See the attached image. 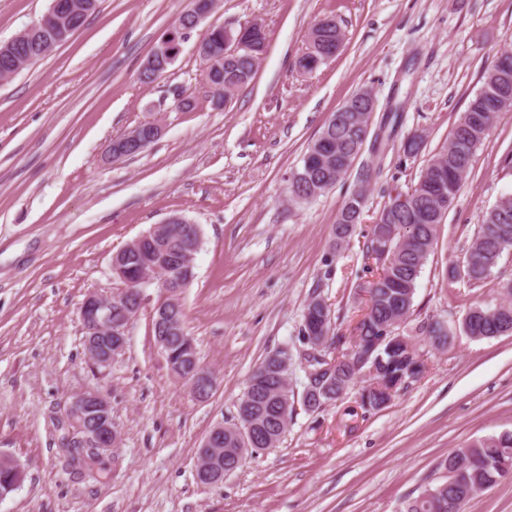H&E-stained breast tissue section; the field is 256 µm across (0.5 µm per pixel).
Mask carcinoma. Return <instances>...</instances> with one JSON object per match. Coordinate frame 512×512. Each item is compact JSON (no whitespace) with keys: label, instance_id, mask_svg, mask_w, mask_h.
Masks as SVG:
<instances>
[{"label":"carcinoma","instance_id":"obj_1","mask_svg":"<svg viewBox=\"0 0 512 512\" xmlns=\"http://www.w3.org/2000/svg\"><path fill=\"white\" fill-rule=\"evenodd\" d=\"M86 13L71 17L60 25L55 15H49L46 34L54 41L66 42L99 7L100 0H85ZM224 34L221 27L211 29L207 38L213 55L224 54ZM251 49L243 50L226 66L209 77L212 100L221 106L227 101L229 86H245L251 82L267 47L264 26L245 35ZM344 34L337 22L329 17L319 19L310 36V45L297 61L305 72L316 70L329 59V54L342 46ZM512 110V53L500 55L484 73L480 91L470 101L468 109L454 124L448 146L434 154L421 170L417 182L406 191L414 207L394 211L391 201L379 210V223L393 226L394 237L388 265L376 267L374 279L360 285L367 295L365 313L356 321L351 336L337 335L329 306L308 303L304 313L315 312V321L324 324L328 346L325 354L330 361L316 357L306 360L307 368L316 371L314 381L328 389L331 396L318 397L304 387L302 404L306 411L316 412L324 404L342 399L349 385L364 368L358 366L362 354L388 327L405 322L410 316L417 280L424 262L433 249L437 227L453 205L469 172L477 150L484 144L498 113ZM371 113L366 106L343 104L333 112L318 137L307 147L302 164L292 172L289 189L292 199L308 201L343 181L357 159L369 134ZM365 193H352L336 216L332 230L333 246L340 248L350 237L362 217H353L364 210ZM200 241L196 224H176L166 252H158L147 243L138 251L131 266L146 269L157 267L167 275L173 289L184 290L195 277L191 255ZM512 250V195L500 197L483 214L471 242L464 253L465 278L472 285L484 282L503 257ZM504 301L494 306L476 304L465 313L460 331L476 340L512 334V281L501 286ZM138 312L133 295L112 305V321L134 317ZM155 343L165 356L172 373L189 381L208 374L201 366L197 348L186 326L184 308L168 309L152 316ZM294 354L286 348L268 353L252 373L237 407V422L217 434L216 443L198 448V459L208 474L236 470L247 452H259L276 447L288 431L293 417V395L288 389V369ZM366 366L375 368L377 384L367 389L360 399L365 410L381 409L392 400L396 390L410 377L421 378L425 364L417 349L396 348L390 352L372 353ZM62 446L71 465L93 475L101 470L110 449L69 448L70 433H82L81 418L59 421ZM447 475L424 486L420 494L404 502L401 512H465V505L485 487L512 473V430L482 438L456 449L442 462ZM22 470L10 455L0 454V497L16 489Z\"/></svg>","mask_w":512,"mask_h":512}]
</instances>
